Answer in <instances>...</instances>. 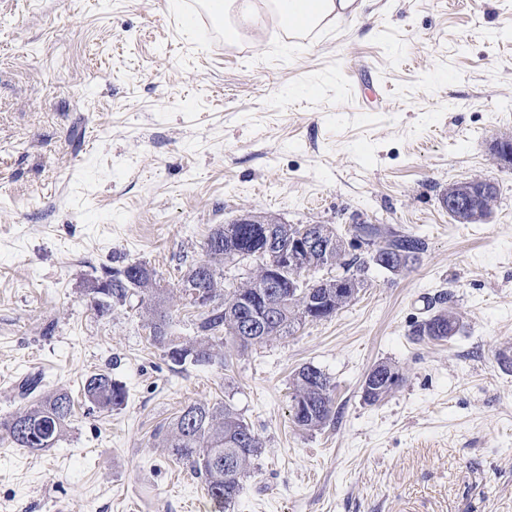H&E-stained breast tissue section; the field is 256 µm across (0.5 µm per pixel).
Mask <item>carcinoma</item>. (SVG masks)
<instances>
[{"mask_svg": "<svg viewBox=\"0 0 512 512\" xmlns=\"http://www.w3.org/2000/svg\"><path fill=\"white\" fill-rule=\"evenodd\" d=\"M353 240L379 248L378 256L365 259L349 255L346 248L337 247L332 265L348 274L362 275L370 265L381 266L384 258L393 257L396 263L384 267L394 276L412 271L426 250L425 241L412 233H384L374 224H353ZM268 225L232 224L211 232L204 243L205 258L191 265L182 278V298L196 305L193 293L202 289L207 295L203 310L194 322L196 338L184 342L175 336L174 319L167 306V289L146 264L132 262L120 269H106L101 287L92 284L86 292L93 294L90 307L99 318L112 316V305L137 301L138 308L148 317L149 342L159 348L168 360L182 366L224 360L222 348L231 346L247 349L272 338L294 335L308 322L299 304L287 299L275 300L277 317L266 335L252 342L237 335L239 326L238 301L247 296L257 299V306L271 298L262 282L255 278L229 287L224 285V265L238 252L255 254L266 243ZM313 298L331 302L324 317L329 318L347 302L336 300L330 284L314 289ZM437 320L451 325L457 323L454 314L441 308L416 324L412 334L420 339H435L431 327ZM335 384L320 368L304 365L293 378L291 417L303 430H317L336 416L333 392ZM394 386L369 379L362 388V397L369 404L384 401ZM85 397L104 412L125 406L127 391L123 384L108 373H95L83 384ZM73 403L64 391L39 396L24 411L0 419V434L31 454L47 451L60 440L72 417ZM162 447L193 473L204 478L211 512H224L243 489L244 478L250 474L253 460L261 453V443L241 415L226 403H193L185 406L162 435Z\"/></svg>", "mask_w": 512, "mask_h": 512, "instance_id": "obj_1", "label": "carcinoma"}]
</instances>
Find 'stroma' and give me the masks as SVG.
I'll return each mask as SVG.
<instances>
[{
  "instance_id": "stroma-1",
  "label": "stroma",
  "mask_w": 512,
  "mask_h": 512,
  "mask_svg": "<svg viewBox=\"0 0 512 512\" xmlns=\"http://www.w3.org/2000/svg\"><path fill=\"white\" fill-rule=\"evenodd\" d=\"M223 34L190 0H0V418L18 381L67 391L69 427L31 454L0 437V512H208L157 434L194 401L231 405L263 447L228 512H512V0H366L297 42ZM499 185L484 224L448 184ZM414 233L407 275L370 268L333 317L224 364L173 366L137 308L90 310L103 269L142 262L176 287L219 225L246 214ZM459 321L416 340L428 303ZM402 379L376 405V363ZM336 385L305 431L292 378ZM109 373L107 413L83 383ZM380 364H382V365L388 367L390 370H393L394 372H396L398 374L399 381L401 380L399 370L396 368V366L392 365L391 363L386 362V361H381V362L373 365L370 368V370L368 371L367 375L365 376L364 381L361 386L362 387V397H363L364 401L369 404H378V403L384 401L393 392L395 387L398 386V385H396V386L387 385L382 380L377 381L375 379H372L370 376L367 388L364 387L365 379L368 376L369 372H371V370L375 366L380 365ZM291 417L303 430H317L336 416L335 384L320 368L304 365L293 378ZM85 397L100 411L112 412L125 406L127 391L123 384L108 373H95L83 384Z\"/></svg>"
}]
</instances>
